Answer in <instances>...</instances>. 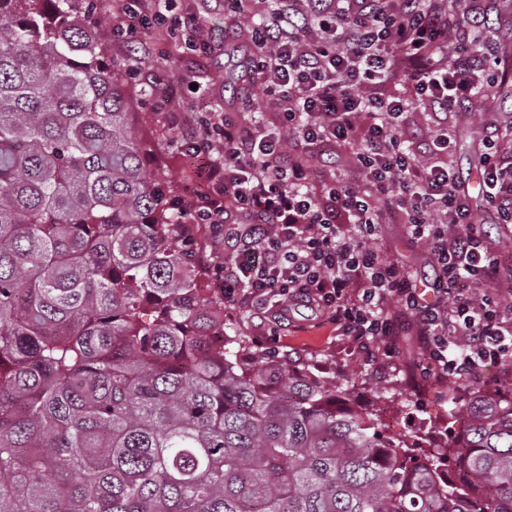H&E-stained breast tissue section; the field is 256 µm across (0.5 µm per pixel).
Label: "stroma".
<instances>
[{"label":"stroma","mask_w":512,"mask_h":512,"mask_svg":"<svg viewBox=\"0 0 512 512\" xmlns=\"http://www.w3.org/2000/svg\"><path fill=\"white\" fill-rule=\"evenodd\" d=\"M170 6L175 15L198 19L209 48L204 53L192 52L167 26H149L141 34V60L134 67L135 77L128 82L127 94L137 129L155 145L154 152L144 158L147 176L165 175L190 203L198 185L180 146L202 113L241 110V99L231 92L227 74L238 66L232 47L243 42L247 32L225 25L224 0H171ZM448 8L462 25L483 21L495 47L492 70L512 69V0H450ZM174 70L184 74L190 86L178 93L167 109L157 110L147 92L158 88L165 74ZM488 109L498 112L500 138L512 145V81L503 89H491L487 98L478 99L472 107L458 109L449 122L452 164L469 173L464 188L472 197L478 193L473 176L478 172L484 137L475 118ZM380 241L388 256L417 278L430 274L426 248L407 241L404 225H382ZM224 321L230 335L242 337L273 359L290 358L307 372L319 373L322 379L347 391L366 390L383 420V436L402 437L416 452L427 453L453 443L467 426L465 416L449 417L448 404L467 405L471 390L421 373L422 349L417 337H401L392 353L375 363L364 361L353 352L349 339L337 335L333 325L320 323L314 311L304 306L296 307L292 323L273 336L266 335L264 315L257 309L228 308Z\"/></svg>","instance_id":"1"}]
</instances>
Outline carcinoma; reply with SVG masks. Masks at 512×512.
Here are the masks:
<instances>
[{
  "label": "carcinoma",
  "mask_w": 512,
  "mask_h": 512,
  "mask_svg": "<svg viewBox=\"0 0 512 512\" xmlns=\"http://www.w3.org/2000/svg\"><path fill=\"white\" fill-rule=\"evenodd\" d=\"M107 25L0 0V512H512V395L418 458L227 337Z\"/></svg>",
  "instance_id": "1"
}]
</instances>
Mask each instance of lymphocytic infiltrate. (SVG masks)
<instances>
[{
    "label": "lymphocytic infiltrate",
    "instance_id": "lymphocytic-infiltrate-1",
    "mask_svg": "<svg viewBox=\"0 0 512 512\" xmlns=\"http://www.w3.org/2000/svg\"><path fill=\"white\" fill-rule=\"evenodd\" d=\"M256 17L254 0H225L230 16L251 18L243 46L275 110L267 132L251 107L207 112L183 149L200 190L193 221L232 226L236 241L218 270L228 306L278 298L268 320L281 326L305 306L336 327L367 358L391 353L411 332L422 371L471 387L488 367L512 362V298L488 291L512 252L493 248L474 221L448 163L453 110L474 103L493 48L461 31L446 0H278ZM469 53L449 56L458 37ZM434 129L415 132L419 109ZM323 155L359 140L350 170L333 181L288 150L286 139ZM483 193L512 239V152L495 122L484 138ZM402 215L409 242L424 244L434 277H414L379 248L380 227Z\"/></svg>",
    "mask_w": 512,
    "mask_h": 512
}]
</instances>
